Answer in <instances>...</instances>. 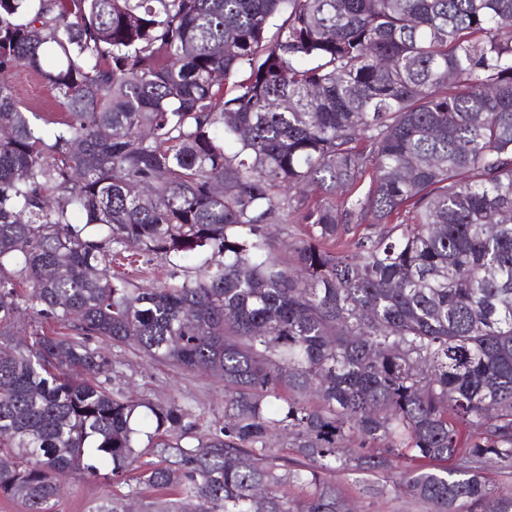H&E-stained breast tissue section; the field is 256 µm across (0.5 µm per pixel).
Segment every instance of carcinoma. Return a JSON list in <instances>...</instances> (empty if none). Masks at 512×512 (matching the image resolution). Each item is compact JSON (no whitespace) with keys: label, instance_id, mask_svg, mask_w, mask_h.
Wrapping results in <instances>:
<instances>
[{"label":"carcinoma","instance_id":"cac0c4a2","mask_svg":"<svg viewBox=\"0 0 512 512\" xmlns=\"http://www.w3.org/2000/svg\"><path fill=\"white\" fill-rule=\"evenodd\" d=\"M511 27L512 0H0V494L136 470L92 512H350L336 474L406 459L381 494L512 512ZM157 255L162 285L111 273ZM127 346L223 382L224 422L113 388ZM12 82L18 100L38 115L37 123L53 127L65 119V109L37 75L21 67L16 70Z\"/></svg>","mask_w":512,"mask_h":512}]
</instances>
